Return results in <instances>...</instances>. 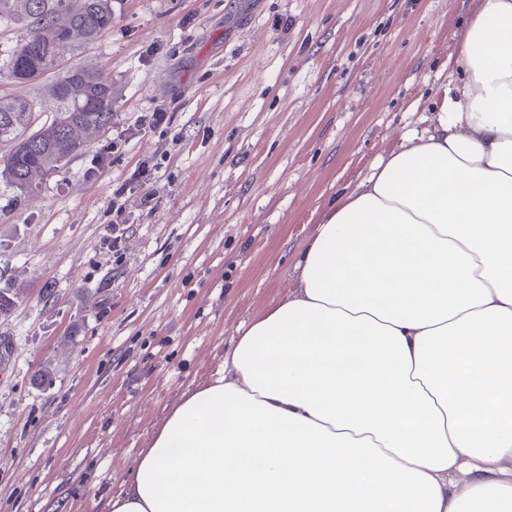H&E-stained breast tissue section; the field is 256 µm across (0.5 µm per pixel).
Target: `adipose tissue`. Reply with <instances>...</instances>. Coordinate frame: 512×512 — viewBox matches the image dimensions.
<instances>
[{"mask_svg": "<svg viewBox=\"0 0 512 512\" xmlns=\"http://www.w3.org/2000/svg\"><path fill=\"white\" fill-rule=\"evenodd\" d=\"M106 512H512V0Z\"/></svg>", "mask_w": 512, "mask_h": 512, "instance_id": "ef3b65f1", "label": "adipose tissue"}]
</instances>
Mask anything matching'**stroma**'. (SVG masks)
I'll list each match as a JSON object with an SVG mask.
<instances>
[{"label": "stroma", "mask_w": 512, "mask_h": 512, "mask_svg": "<svg viewBox=\"0 0 512 512\" xmlns=\"http://www.w3.org/2000/svg\"><path fill=\"white\" fill-rule=\"evenodd\" d=\"M477 7L119 0L111 32L71 48L119 93L39 192L0 181V512H99L121 490L182 392L287 297L323 212L423 128ZM159 105L170 125L137 131ZM134 173L153 214L112 209Z\"/></svg>", "instance_id": "stroma-1"}]
</instances>
